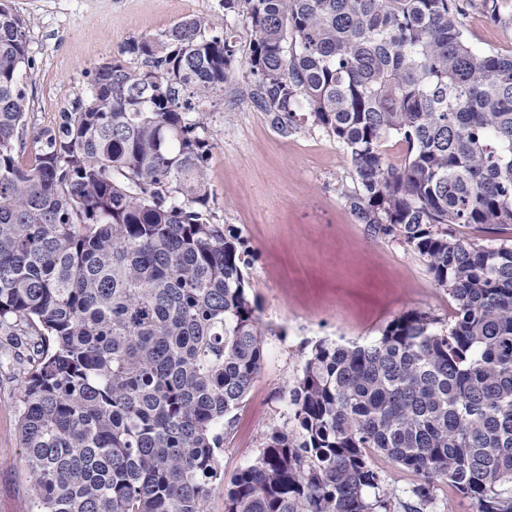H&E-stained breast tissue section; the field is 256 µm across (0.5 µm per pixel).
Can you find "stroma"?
Listing matches in <instances>:
<instances>
[{
    "mask_svg": "<svg viewBox=\"0 0 512 512\" xmlns=\"http://www.w3.org/2000/svg\"><path fill=\"white\" fill-rule=\"evenodd\" d=\"M29 29V110L20 134L30 161L42 132L55 129L87 94L96 69L129 40L157 39L182 18L207 16L224 30L221 0H7ZM470 44L512 53V28L472 7L461 17ZM253 82L236 65L224 89L201 107L212 144L211 207L225 230L253 253L247 289L259 306L264 365L224 437L221 462L232 477L258 456L271 424L283 423L288 390L312 346L375 339L411 310L448 321L453 304L426 261L398 240H376L352 215L345 195L356 185L349 156L320 127L283 134L247 99ZM29 364L19 337L0 335V512H30L31 488L19 442L20 385ZM382 482L368 498H407L415 473L379 455Z\"/></svg>",
    "mask_w": 512,
    "mask_h": 512,
    "instance_id": "1",
    "label": "stroma"
}]
</instances>
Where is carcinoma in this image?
Returning a JSON list of instances; mask_svg holds the SVG:
<instances>
[{"instance_id": "cac0c4a2", "label": "carcinoma", "mask_w": 512, "mask_h": 512, "mask_svg": "<svg viewBox=\"0 0 512 512\" xmlns=\"http://www.w3.org/2000/svg\"><path fill=\"white\" fill-rule=\"evenodd\" d=\"M512 25V0H478ZM457 0H224L250 31L193 15L99 66L25 165L26 25L0 3V332L33 337L20 448L31 512H433L443 481L512 512V55L478 52ZM283 133L323 128L350 155V211L425 258L455 302L368 343L321 340L255 461L220 450L264 362L250 252L211 208L213 145L195 105L237 63ZM404 148L385 162L390 137ZM420 476L406 501L371 454Z\"/></svg>"}]
</instances>
